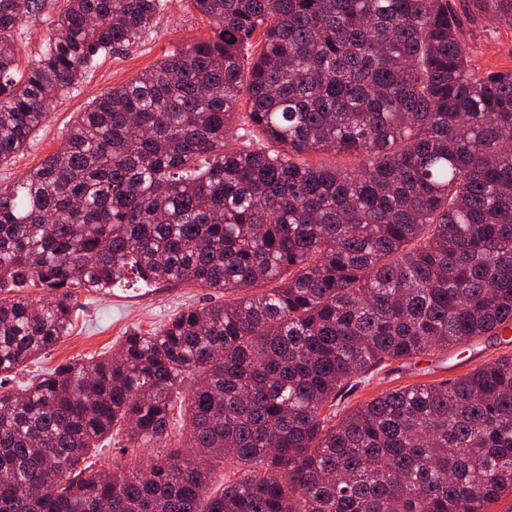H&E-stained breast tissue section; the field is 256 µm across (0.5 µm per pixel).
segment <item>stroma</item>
Instances as JSON below:
<instances>
[{
    "mask_svg": "<svg viewBox=\"0 0 512 512\" xmlns=\"http://www.w3.org/2000/svg\"><path fill=\"white\" fill-rule=\"evenodd\" d=\"M63 0H47L44 10L13 33L20 67L38 56L52 20ZM213 27L206 17L191 9L186 0H168L151 34L134 46L113 51L101 59L66 97L49 107L47 117L16 157L0 164V188L13 186L22 176L58 151L77 113L103 91L128 83L156 64L176 47L211 37ZM464 40L473 64L483 71L512 70V27L488 18L465 19ZM223 292L193 285L157 283L147 285L127 277L107 294L84 290L75 293L73 329L55 347L16 373L0 380V388L18 390L39 374L69 359L100 358L115 352L127 333L151 332L166 324L187 306H206L223 301ZM512 355V343L484 336L469 346L435 351L407 361H395L376 370L336 404L337 415L356 409L383 393L407 386L431 385L453 380L474 368Z\"/></svg>",
    "mask_w": 512,
    "mask_h": 512,
    "instance_id": "stroma-1",
    "label": "stroma"
}]
</instances>
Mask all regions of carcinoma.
<instances>
[{"label":"carcinoma","instance_id":"cac0c4a2","mask_svg":"<svg viewBox=\"0 0 512 512\" xmlns=\"http://www.w3.org/2000/svg\"><path fill=\"white\" fill-rule=\"evenodd\" d=\"M188 2L215 36L0 189V293L47 291L0 296V374L68 335L77 288L132 272L231 299L0 392V512H485L512 493V356L331 418L354 378L512 327V71L474 69L448 0ZM45 5L0 0V164L164 2L65 0L21 71L12 33ZM471 7L512 27V0ZM243 105L273 148H228ZM114 429L155 455L87 462ZM221 461L240 478L212 492ZM310 165L351 168L359 164V159L345 154L309 153L303 157Z\"/></svg>","mask_w":512,"mask_h":512}]
</instances>
